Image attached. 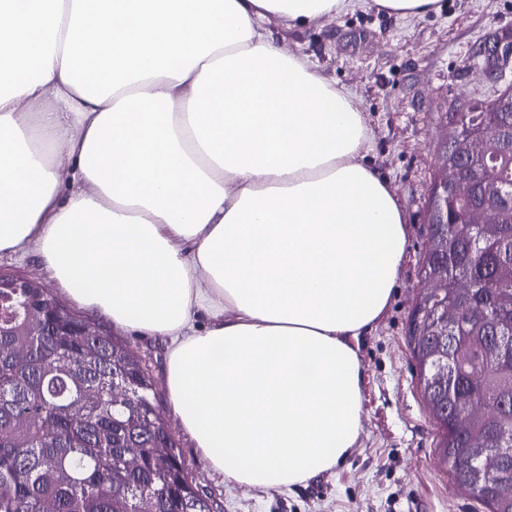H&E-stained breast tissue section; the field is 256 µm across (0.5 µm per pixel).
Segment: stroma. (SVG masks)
<instances>
[{"label":"stroma","instance_id":"1","mask_svg":"<svg viewBox=\"0 0 512 512\" xmlns=\"http://www.w3.org/2000/svg\"><path fill=\"white\" fill-rule=\"evenodd\" d=\"M265 25L284 52L308 55L323 77L354 94L372 131L366 159L403 205L407 246L390 304L360 341L363 438L343 462L308 484L259 491L213 478L179 431L183 455L201 491L222 512H488L455 488L438 464L443 431L423 399L407 329L422 284L426 199L448 115L512 86V62L495 65L477 56L485 42L512 36V0H439L438 10L408 17L356 0L333 18L299 26L272 17ZM0 274L37 278L76 313L130 345L157 382L163 414H170L166 350L159 339L73 304L36 257L0 255Z\"/></svg>","mask_w":512,"mask_h":512}]
</instances>
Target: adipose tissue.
Segmentation results:
<instances>
[{
  "mask_svg": "<svg viewBox=\"0 0 512 512\" xmlns=\"http://www.w3.org/2000/svg\"><path fill=\"white\" fill-rule=\"evenodd\" d=\"M352 0H0V255L167 343L213 477L288 489L361 441L403 208L347 89L284 52Z\"/></svg>",
  "mask_w": 512,
  "mask_h": 512,
  "instance_id": "1",
  "label": "adipose tissue"
}]
</instances>
